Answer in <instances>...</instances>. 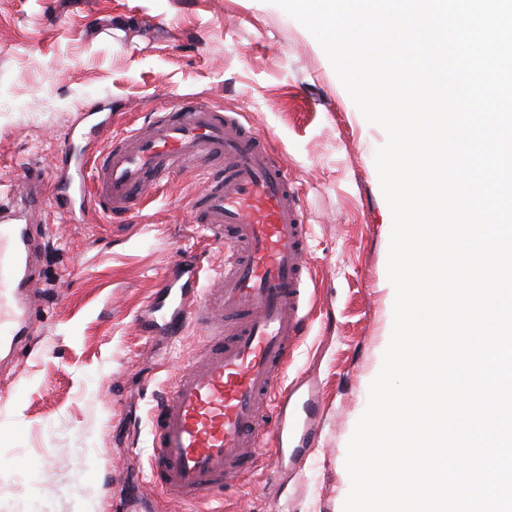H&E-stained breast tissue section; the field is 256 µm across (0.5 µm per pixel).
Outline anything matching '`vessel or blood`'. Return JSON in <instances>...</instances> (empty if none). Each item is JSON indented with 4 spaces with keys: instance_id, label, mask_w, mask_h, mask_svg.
I'll return each instance as SVG.
<instances>
[{
    "instance_id": "b4317fda",
    "label": "vessel or blood",
    "mask_w": 512,
    "mask_h": 512,
    "mask_svg": "<svg viewBox=\"0 0 512 512\" xmlns=\"http://www.w3.org/2000/svg\"><path fill=\"white\" fill-rule=\"evenodd\" d=\"M192 171L202 189L189 205L231 255L219 288L201 291L210 266L201 254L175 255L136 323L141 335L177 341L204 327L205 346L152 409L147 479L161 494L200 501L253 470L265 438L287 443L298 429L290 402L315 401L312 381L288 379L306 320L310 224L300 198L265 139L202 100L183 99L145 125L114 136L81 159L77 183L56 203L70 223L89 211L135 216L174 173ZM42 201L0 208V351L24 352L38 311L36 260Z\"/></svg>"
}]
</instances>
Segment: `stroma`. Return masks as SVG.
<instances>
[{"instance_id":"1","label":"stroma","mask_w":512,"mask_h":512,"mask_svg":"<svg viewBox=\"0 0 512 512\" xmlns=\"http://www.w3.org/2000/svg\"><path fill=\"white\" fill-rule=\"evenodd\" d=\"M266 134L310 232L309 320L289 377L321 393L300 462L262 457L221 500L157 497V512H343L347 445L393 325L392 215L368 123L315 37L272 0H0V204L37 170L45 245L36 349L0 369V512H126L147 477L155 397L203 342L148 340L135 325L173 256L224 248L194 223L200 188L172 176L141 215L67 223L52 197L64 152L87 155L92 113L118 134L184 97Z\"/></svg>"}]
</instances>
